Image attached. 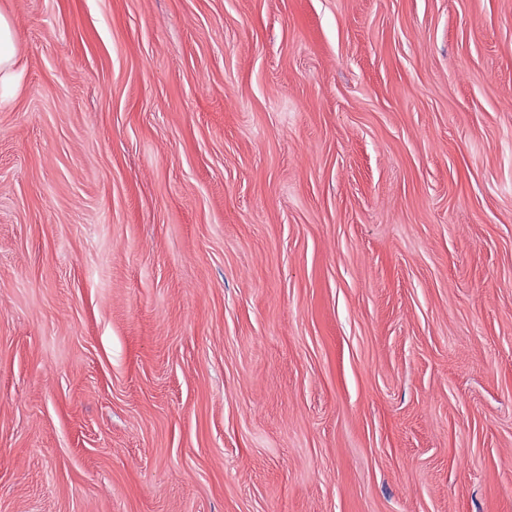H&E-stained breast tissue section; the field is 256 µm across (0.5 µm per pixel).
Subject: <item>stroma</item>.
Returning <instances> with one entry per match:
<instances>
[{"instance_id": "stroma-1", "label": "stroma", "mask_w": 512, "mask_h": 512, "mask_svg": "<svg viewBox=\"0 0 512 512\" xmlns=\"http://www.w3.org/2000/svg\"><path fill=\"white\" fill-rule=\"evenodd\" d=\"M0 8V512H512V0ZM18 36L7 14L0 10V103L12 101L19 88Z\"/></svg>"}]
</instances>
